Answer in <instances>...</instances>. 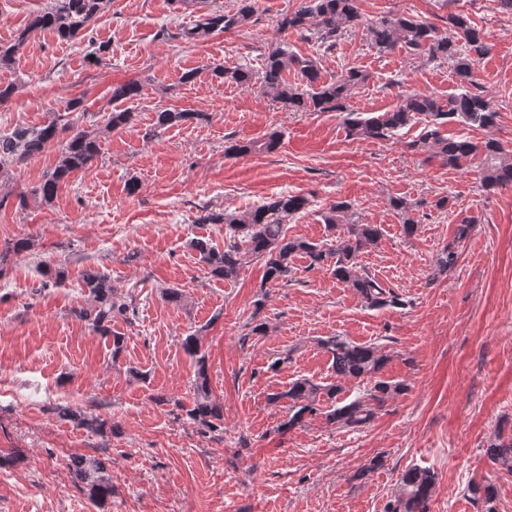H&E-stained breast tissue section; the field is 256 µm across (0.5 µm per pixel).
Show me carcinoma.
Wrapping results in <instances>:
<instances>
[{
  "label": "carcinoma",
  "instance_id": "carcinoma-1",
  "mask_svg": "<svg viewBox=\"0 0 512 512\" xmlns=\"http://www.w3.org/2000/svg\"><path fill=\"white\" fill-rule=\"evenodd\" d=\"M110 2L47 0L46 6L30 17L26 28L16 39L0 42V104L9 101L15 93L16 83L8 78L7 72L13 69L30 33L48 31L61 41H73L84 35L91 22ZM254 13V0H237L233 12L203 14L192 26L183 27L177 33L164 30L162 36L191 43L216 31L227 32L244 27L251 22ZM362 19L358 0H302L296 11L280 15L276 26L283 31L312 29L320 45L331 50L344 32L364 25L370 41L381 52L400 47L409 53H424L432 60L452 61L456 92L445 100L434 94H409L385 112H352L349 109L351 95L366 80L362 71L352 67L336 79L323 82L316 59L301 58L282 48L271 51L256 72L237 65H220L215 68L216 76L227 84L257 83L274 100L294 112H344L347 137L352 140L388 139L407 125L421 123L424 125L422 146L443 164L461 168L479 154L482 156L481 186L485 191L512 186V161L503 157L504 148L500 142L487 140L479 146L466 137L446 138L440 133V126L450 121L479 127H489L496 122L497 113L482 95L470 89L475 84L478 60L487 53L482 31L461 14L448 16V32L444 34L438 32L436 26L413 16H383L366 25ZM290 67L299 70L304 78L302 85L288 83L285 71ZM140 95V85L126 83L112 90V102L131 100ZM70 112L88 114L83 99L70 100L65 106V113L57 114L39 126H16L9 132H0V178L9 174L13 167L45 152L50 145H60L61 156L57 166L30 189V195L49 203L60 183L96 160L101 149L95 121H89L87 127L79 126L66 119ZM132 116L129 110L114 107L108 112L105 128L112 131L122 129L130 124ZM194 119H201V115L160 108L156 111L155 128L165 130ZM64 133L67 134L65 138L62 137ZM280 140V132L272 131L258 140L233 142L225 146V155L271 153L278 148ZM306 203L307 200L299 195L277 194L241 212L207 211L196 218V223L225 225L224 249L219 250L201 238L191 239L189 245L198 252L207 273L214 277L233 281L248 264L262 260L264 280L276 282L291 274L292 259L300 255L308 258L309 267L329 271L336 283L351 290L369 308L401 304L398 296L384 288L360 265L361 254L378 245L380 227L358 223L352 204L338 200L322 214L328 238L320 241L290 238L286 221L305 209ZM390 206L401 219L403 233L408 237L414 235L418 222L412 216V203L404 198H393ZM457 259L454 244H446L437 255L436 270L440 274L448 271L455 266ZM40 275L41 286L50 288L65 279V270L45 263ZM81 286L86 295V305L74 310V314L93 332L112 337V359L115 360L124 347L125 336L112 330V321L117 317L132 321L136 306L132 301L116 298L109 274L100 269H84ZM181 345L195 363V371L193 405H182L180 409L197 425L202 435L216 431L222 433L223 406L212 396L208 356L202 350L201 336L196 332L189 334L181 339ZM317 346L328 355L335 379L329 383H317L310 378H297L287 391L272 394L271 400L275 402L288 399V413L279 428H301L320 415L337 428L357 430L370 424L377 410L403 391L402 383L392 382L383 375L391 357L382 346L359 344L342 336L321 338L317 340ZM348 381H355L359 386V392L351 400L343 396ZM51 410L59 417L101 436L115 428L112 420L101 414H86L61 404L51 407ZM485 452L493 462L512 471V432L507 434L504 429H498ZM109 466V458L103 454L74 455L67 462L74 485L97 506L112 498ZM435 484L436 476L430 469L417 466L407 469L399 478L397 489L385 505L384 512H429ZM465 494L475 504L481 505V512H498L491 484L472 481L468 483Z\"/></svg>",
  "mask_w": 512,
  "mask_h": 512
}]
</instances>
